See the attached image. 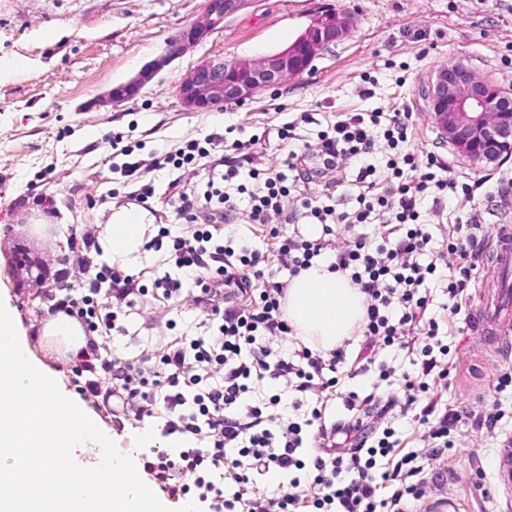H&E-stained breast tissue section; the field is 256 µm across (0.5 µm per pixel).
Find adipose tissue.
<instances>
[{"label": "adipose tissue", "instance_id": "1", "mask_svg": "<svg viewBox=\"0 0 512 512\" xmlns=\"http://www.w3.org/2000/svg\"><path fill=\"white\" fill-rule=\"evenodd\" d=\"M154 234V218L142 209L113 210L99 239L102 253L125 268L141 265L144 246ZM285 315L306 344L324 350L336 347L358 326L364 296L343 274L319 260L288 283Z\"/></svg>", "mask_w": 512, "mask_h": 512}]
</instances>
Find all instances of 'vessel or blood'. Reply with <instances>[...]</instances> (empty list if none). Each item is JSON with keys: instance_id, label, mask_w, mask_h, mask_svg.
<instances>
[{"instance_id": "obj_1", "label": "vessel or blood", "mask_w": 512, "mask_h": 512, "mask_svg": "<svg viewBox=\"0 0 512 512\" xmlns=\"http://www.w3.org/2000/svg\"><path fill=\"white\" fill-rule=\"evenodd\" d=\"M493 268L499 279L512 277V228L498 227L495 232ZM471 326L479 344L507 357L512 355V290H484L481 303L471 312ZM494 482L498 487L512 489V446L495 451Z\"/></svg>"}]
</instances>
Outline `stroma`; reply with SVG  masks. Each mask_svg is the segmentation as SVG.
<instances>
[{
	"instance_id": "1",
	"label": "stroma",
	"mask_w": 512,
	"mask_h": 512,
	"mask_svg": "<svg viewBox=\"0 0 512 512\" xmlns=\"http://www.w3.org/2000/svg\"><path fill=\"white\" fill-rule=\"evenodd\" d=\"M331 2L354 15L355 30L327 48L310 72L221 110L189 112L176 96V85L199 60L217 54L228 60L260 57L285 49L307 27L320 0H257L174 60L136 99L100 109L87 108V101L159 54L172 34L199 17L203 0H0V68L9 72L0 78V299L12 309L31 354L71 396L80 397L83 380L72 373L68 353L44 336L53 301L40 297L26 271L15 266V248H30L47 270L59 274L61 285H78L74 270L82 261H107L99 247L85 246V238H98L112 210L125 206L141 184L155 187L143 208L156 224L175 223L179 201L173 183L188 194L203 195L208 180L222 174L223 162L243 163L235 141L255 134L260 137L252 149L255 162L292 183L288 213L293 221L281 227L290 234L306 222L300 193L316 196L344 216L359 207L364 187L355 177L361 164L375 165L376 190L387 181L383 144L364 160L330 171L317 154L320 132L348 112H411L408 147L418 164L432 155L457 181L483 183L472 202L449 195L440 215L422 207L421 223L437 244L457 225H477L482 261L490 263L493 228L512 226V161L481 170L460 158L441 140L423 92L435 69L460 62L512 94V0ZM49 30L56 36L48 42L43 35ZM304 112L312 114V122L301 121ZM289 122L295 125L293 137L283 145L277 131ZM90 128L98 132L92 141L85 137ZM115 132L134 147L129 158L140 168L133 176L119 171L129 158L112 149L108 136ZM205 138L217 139L218 145L197 167L154 169V158ZM232 199L236 210L223 223L225 239L249 240L266 258L264 272L288 280V269L274 256V239L250 218L248 195L236 193ZM64 255L68 264H59ZM167 269L164 252L153 250L133 269V277L149 291L132 296L122 331L99 336L107 351L132 362L167 349L179 337L212 335L210 312L196 304L192 284L170 300L152 290L154 279ZM422 291L429 297L423 319L437 324L440 340L450 347L447 381L430 383V420L438 422L446 414L462 420L450 434L451 454L431 460L419 477V496L403 498L400 506L424 512L429 499L449 497L459 512H512V494L492 488L494 452L512 435V385L497 395L501 420L486 427L483 399L503 363L472 340L466 314L450 313L443 282H426ZM361 341L350 336L335 388L300 394L262 381L252 384L247 400L261 404L276 393L281 397L277 410L288 417L303 418L318 408L329 426L341 420L393 428L395 447L378 462L383 471L428 444L426 426L416 420L415 409L404 405L405 383L422 378L421 357L412 349L379 346L370 361H361L356 357ZM351 391L357 398L350 405L345 396ZM80 399L122 452L133 447L136 434L167 419L160 413L149 421H125L118 429L111 405L93 396Z\"/></svg>"
}]
</instances>
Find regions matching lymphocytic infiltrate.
Returning a JSON list of instances; mask_svg holds the SVG:
<instances>
[{"mask_svg":"<svg viewBox=\"0 0 512 512\" xmlns=\"http://www.w3.org/2000/svg\"><path fill=\"white\" fill-rule=\"evenodd\" d=\"M409 112H350L331 125L319 138L318 149L326 156L328 169L358 158L372 149L376 139H384L391 154L387 167L396 178L395 186L360 199L356 223H368L371 216L388 215L395 226L394 237L370 245L366 237L336 249L331 256L333 270L346 273L365 295L361 331L368 345L383 343L408 348V326L426 303L419 288L437 273L436 263L422 257L432 236L420 224V208L426 195L461 189L465 200H473L472 185H457L454 179L437 174L438 160L428 157V172L418 173L414 153L403 151L408 140ZM239 175L228 167L221 176L222 187H209L202 198L181 195L177 221L160 227L148 249L162 251L171 271L155 279V288L164 296L181 290L183 276H190L199 293L197 302L207 305L217 320L210 340L193 339L156 355L155 372L117 358H103L95 340L72 360L76 375L85 376V391L115 397L122 404V419L144 420L166 407L169 418L161 434L182 439L183 447L163 453L151 448L139 459L142 478L155 486L175 512L187 503H196L202 512H391L403 497L417 496L415 482L431 457L449 453L452 423L442 420L428 430L431 451L401 458L389 471H379L378 460L393 448L394 431L386 427L363 435L354 453L343 455L305 445L307 435L324 439L315 431L320 410L309 418L282 420L273 414L281 398L272 395L262 405L244 403L253 381L286 380L299 393L325 391L334 385L330 372L346 359L344 346L321 352L307 346L295 350L291 359L271 360L269 342L283 340L293 330L284 317L286 284L266 277L260 267L261 254L251 243H225L221 223L232 212L226 184ZM260 181L251 192L250 217L254 223L270 219L288 223L285 203L290 189L281 173L252 170ZM301 206L322 226V235L309 239L299 234L280 236L276 248L278 262L297 275L320 257L328 236L337 224L335 209L320 205L316 197L303 195ZM482 251L472 230L458 233L445 244L444 252L456 262L448 279L452 313H460L464 293ZM85 292L57 300L54 311L78 320L88 332L114 330L123 314L125 300L136 294L132 276L112 267L84 268ZM110 283L114 302L102 305L99 286ZM247 295L242 306L225 305L227 292ZM401 309L393 317V309ZM438 328L429 325L418 345L422 360V383H408L406 404H414L418 394L427 392V376L446 378L438 366L439 357L450 348L437 339ZM110 374L111 385L94 380V373ZM393 492L381 497L382 485Z\"/></svg>","mask_w":512,"mask_h":512,"instance_id":"lymphocytic-infiltrate-1","label":"lymphocytic infiltrate"}]
</instances>
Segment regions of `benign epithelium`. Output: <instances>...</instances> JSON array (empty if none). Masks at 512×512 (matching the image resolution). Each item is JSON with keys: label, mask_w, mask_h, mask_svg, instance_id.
Wrapping results in <instances>:
<instances>
[{"label": "benign epithelium", "mask_w": 512, "mask_h": 512, "mask_svg": "<svg viewBox=\"0 0 512 512\" xmlns=\"http://www.w3.org/2000/svg\"><path fill=\"white\" fill-rule=\"evenodd\" d=\"M202 14L166 43L163 53L145 62L128 80L98 95L93 105L116 107L138 97L175 59L195 48L227 18L256 0H204ZM355 19L346 10L318 6L311 22L285 49L260 59L206 57L176 85L189 112H208L252 98L259 91L309 71L329 46L348 38ZM440 138L462 158L485 167L512 159V95L477 77L462 63L438 68L426 89Z\"/></svg>", "instance_id": "benign-epithelium-1"}]
</instances>
